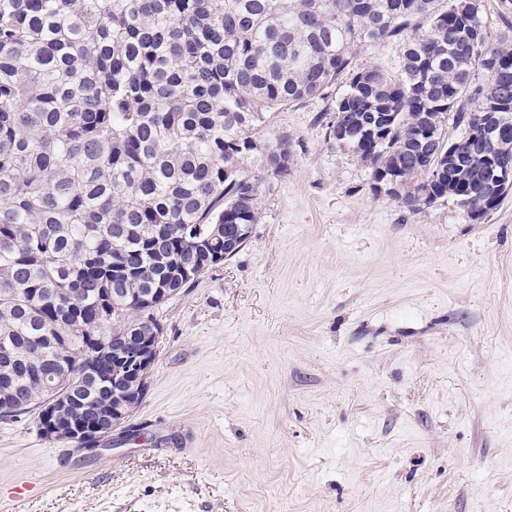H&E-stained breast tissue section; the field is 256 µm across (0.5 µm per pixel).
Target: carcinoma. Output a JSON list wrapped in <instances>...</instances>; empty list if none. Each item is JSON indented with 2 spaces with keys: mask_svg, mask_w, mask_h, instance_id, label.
<instances>
[{
  "mask_svg": "<svg viewBox=\"0 0 512 512\" xmlns=\"http://www.w3.org/2000/svg\"><path fill=\"white\" fill-rule=\"evenodd\" d=\"M0 0V420L58 395L90 440L112 403L95 346L178 295L190 263L241 251L270 177L294 157L267 114L340 85L329 137L411 214L483 218L512 165V0ZM399 50L395 73L357 62ZM491 138L448 162L479 128ZM478 216H473V213ZM229 244H224V241Z\"/></svg>",
  "mask_w": 512,
  "mask_h": 512,
  "instance_id": "carcinoma-1",
  "label": "carcinoma"
}]
</instances>
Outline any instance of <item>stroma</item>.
<instances>
[{"label": "stroma", "instance_id": "1", "mask_svg": "<svg viewBox=\"0 0 512 512\" xmlns=\"http://www.w3.org/2000/svg\"><path fill=\"white\" fill-rule=\"evenodd\" d=\"M330 105L272 112L291 169L162 306L136 438L0 422V512H512V193L477 222L408 213L328 138Z\"/></svg>", "mask_w": 512, "mask_h": 512}]
</instances>
